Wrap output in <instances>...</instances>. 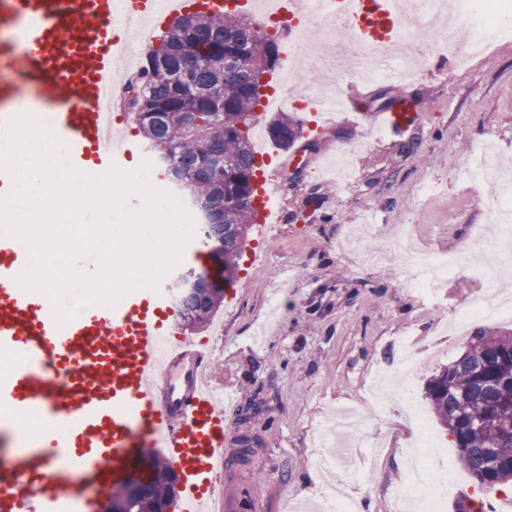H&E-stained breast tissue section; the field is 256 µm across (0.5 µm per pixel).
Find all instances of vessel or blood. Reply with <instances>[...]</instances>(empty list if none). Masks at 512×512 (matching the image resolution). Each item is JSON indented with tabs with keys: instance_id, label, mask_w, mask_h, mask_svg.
<instances>
[{
	"instance_id": "obj_1",
	"label": "vessel or blood",
	"mask_w": 512,
	"mask_h": 512,
	"mask_svg": "<svg viewBox=\"0 0 512 512\" xmlns=\"http://www.w3.org/2000/svg\"><path fill=\"white\" fill-rule=\"evenodd\" d=\"M152 0H0V129L28 105L79 172L124 169L107 112L120 81L119 13L142 18ZM350 42L388 46L404 15L396 0H329ZM25 244L0 234V512H94L89 493L139 476L144 449H160L183 485L181 512L227 503L223 470L233 432L202 353L162 354L177 300L167 281L137 288L58 324L50 299L17 282ZM41 416L43 428L21 424Z\"/></svg>"
}]
</instances>
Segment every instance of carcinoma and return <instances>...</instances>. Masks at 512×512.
<instances>
[{
	"label": "carcinoma",
	"mask_w": 512,
	"mask_h": 512,
	"mask_svg": "<svg viewBox=\"0 0 512 512\" xmlns=\"http://www.w3.org/2000/svg\"><path fill=\"white\" fill-rule=\"evenodd\" d=\"M150 47L129 87L128 107L140 133L162 161L175 188L190 201L200 223L202 241L217 265L192 276L214 275L230 284L239 269L250 224L254 223L255 156L248 135L258 116L260 95L256 73L270 65L264 43L274 40L238 10L228 14L195 11L175 19ZM239 56L224 67V51ZM189 72V81L181 79ZM287 130L292 138L280 148H292L302 138V122L285 112L270 119L268 130ZM177 289L183 326L199 328L219 311L224 289L194 292ZM512 354V331L494 334L480 349L467 350L432 380L427 397L447 429L465 428L459 458L471 475L488 468V449H501L512 463V384L481 381L478 368L489 366L509 374L502 357ZM173 470L152 463V473L139 483L140 493L123 484L112 496L128 503L127 512H156L169 494Z\"/></svg>",
	"instance_id": "carcinoma-1"
}]
</instances>
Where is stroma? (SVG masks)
I'll return each mask as SVG.
<instances>
[{
	"label": "stroma",
	"mask_w": 512,
	"mask_h": 512,
	"mask_svg": "<svg viewBox=\"0 0 512 512\" xmlns=\"http://www.w3.org/2000/svg\"><path fill=\"white\" fill-rule=\"evenodd\" d=\"M435 60L432 53L420 57L404 86L346 77L352 111L276 150L274 163L288 165L282 220L262 240L248 241L233 298L214 318L222 337L211 338L213 325L190 334L210 342L213 388L236 397L229 426L254 439L245 459L230 447L221 475L234 512L320 504L315 451L334 410L352 406L371 414L345 448L336 482L360 499L363 512H401L416 442L405 402L431 413L428 381L466 351L467 340L451 335L448 319L453 305L484 293L467 246L497 233L482 206L490 187L471 181L466 169L479 145L489 146L493 161L512 162V36L465 67L439 68ZM401 100L414 107L415 123L374 138L380 111ZM428 182L438 184L435 195H422ZM367 212L375 217L372 232L359 249L344 250L349 225ZM399 234L422 251L455 258L439 298L406 281L400 252L387 247ZM283 280L288 286L275 318L268 296ZM403 339L412 340L417 357L406 373L393 367ZM254 400L259 413L240 423L241 409ZM430 426L453 473L445 512H458L467 497L501 512L512 486L479 489L452 436L438 421Z\"/></svg>",
	"instance_id": "stroma-1"
}]
</instances>
